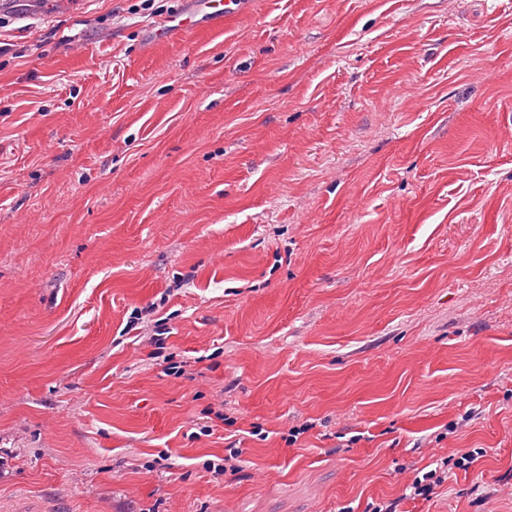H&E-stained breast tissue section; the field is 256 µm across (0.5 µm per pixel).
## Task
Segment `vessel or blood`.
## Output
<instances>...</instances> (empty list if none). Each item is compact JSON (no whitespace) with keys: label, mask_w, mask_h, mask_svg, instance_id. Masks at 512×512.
Segmentation results:
<instances>
[{"label":"vessel or blood","mask_w":512,"mask_h":512,"mask_svg":"<svg viewBox=\"0 0 512 512\" xmlns=\"http://www.w3.org/2000/svg\"><path fill=\"white\" fill-rule=\"evenodd\" d=\"M240 0H186L184 7L152 29L147 44L157 45L204 26H222L225 19L238 14Z\"/></svg>","instance_id":"obj_1"}]
</instances>
